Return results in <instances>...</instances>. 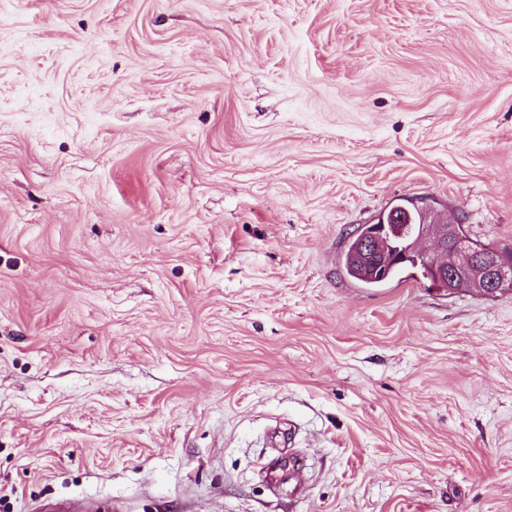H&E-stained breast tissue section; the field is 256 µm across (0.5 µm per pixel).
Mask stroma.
Segmentation results:
<instances>
[{"label": "stroma", "instance_id": "stroma-1", "mask_svg": "<svg viewBox=\"0 0 512 512\" xmlns=\"http://www.w3.org/2000/svg\"><path fill=\"white\" fill-rule=\"evenodd\" d=\"M416 197L512 252V0H0V512H512V291L343 269Z\"/></svg>", "mask_w": 512, "mask_h": 512}]
</instances>
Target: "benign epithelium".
Listing matches in <instances>:
<instances>
[{"mask_svg": "<svg viewBox=\"0 0 512 512\" xmlns=\"http://www.w3.org/2000/svg\"><path fill=\"white\" fill-rule=\"evenodd\" d=\"M400 239L409 240L406 252L425 258L429 264L426 276L438 288L451 292L475 289L493 295L512 281V257L496 255L492 262L482 265L478 263V250L462 245L458 225L427 215L422 223L414 224L407 210H393L381 219L379 231L361 247V270L400 262L404 254L392 244Z\"/></svg>", "mask_w": 512, "mask_h": 512, "instance_id": "7a95c632", "label": "benign epithelium"}]
</instances>
